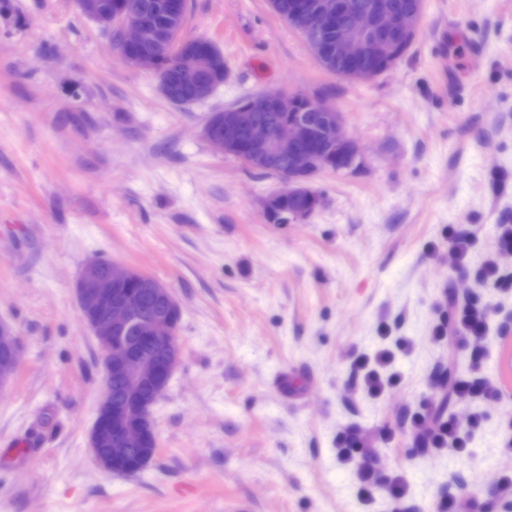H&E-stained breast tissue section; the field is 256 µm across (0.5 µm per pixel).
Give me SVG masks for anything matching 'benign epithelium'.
<instances>
[{
	"label": "benign epithelium",
	"mask_w": 512,
	"mask_h": 512,
	"mask_svg": "<svg viewBox=\"0 0 512 512\" xmlns=\"http://www.w3.org/2000/svg\"><path fill=\"white\" fill-rule=\"evenodd\" d=\"M77 11L104 31L119 34L120 48L113 50L123 65L146 70L161 77L158 58L131 51L134 46L160 43L162 36L145 14L114 0L108 9L100 0H75ZM307 8L325 20L342 16L336 25L334 51L348 60L344 79L358 82L374 77L373 58L386 52L398 37L416 36L421 12L390 10L387 0H372L362 9L353 0H312ZM178 73L182 81L194 87L198 97L209 95L208 78L220 74L223 59L218 53H181ZM272 105L284 115V122L272 129L257 119V109ZM309 104L318 112L314 123L298 111ZM233 123L223 118L211 119L204 127V137L220 154H230L247 167L254 160L263 161L262 170L281 182L276 198L304 196L310 207L321 204L318 193L305 186L312 176L323 171H339L354 166L359 151L349 137L343 116L317 95H288L271 91L262 99H241L229 107ZM135 282L147 289L163 305V310L141 325L136 349L123 342V333L133 321L136 305L126 286ZM76 297L81 318L95 337L100 350L103 377L97 417L89 435V447L97 465L112 473L119 471L124 453L140 448L154 429L153 409L165 393L168 382L181 362L175 316L180 305L171 290L155 278L132 267L104 263L94 258L83 268L76 283ZM0 348L8 356L0 361V383L9 381L19 366L18 340L12 328L0 324ZM126 381L127 400L115 397L109 375ZM108 441L112 456L99 454L101 441Z\"/></svg>",
	"instance_id": "obj_1"
}]
</instances>
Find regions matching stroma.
Instances as JSON below:
<instances>
[{
  "mask_svg": "<svg viewBox=\"0 0 512 512\" xmlns=\"http://www.w3.org/2000/svg\"><path fill=\"white\" fill-rule=\"evenodd\" d=\"M0 12V323L19 338L0 387V512H391L358 497L336 436L394 438L379 468L414 512L454 495L512 512L492 481L512 476V292L494 308L482 372L502 400L466 452L413 447L410 419L440 413L432 379L467 373L452 341L451 224H473L481 261L512 222V0H423L409 52L367 82L322 70L269 0H189L184 33L213 40L228 74L206 102L169 103L155 75L125 67L74 0H9ZM482 55L477 71L465 58ZM262 90L318 93L362 150L322 172L321 204L270 224L279 180L216 153L212 112ZM94 256L137 268L182 309L181 364L153 409L159 449L142 473L98 467L88 445L102 366L74 286ZM392 354L375 397L356 357ZM294 375L293 391L278 375Z\"/></svg>",
  "mask_w": 512,
  "mask_h": 512,
  "instance_id": "stroma-1",
  "label": "stroma"
}]
</instances>
